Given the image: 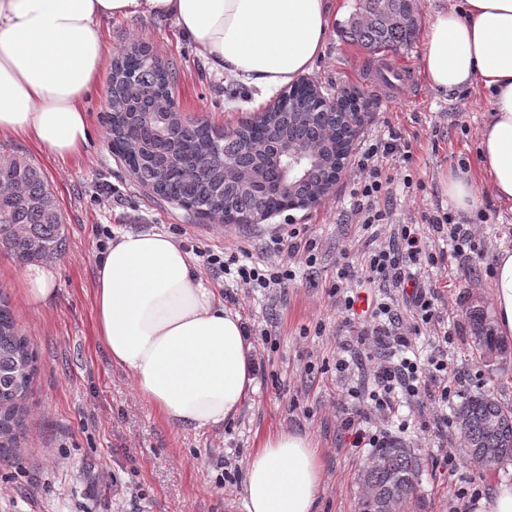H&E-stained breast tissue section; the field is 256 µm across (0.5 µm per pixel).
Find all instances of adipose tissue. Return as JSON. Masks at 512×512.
Instances as JSON below:
<instances>
[{"label":"adipose tissue","instance_id":"adipose-tissue-1","mask_svg":"<svg viewBox=\"0 0 512 512\" xmlns=\"http://www.w3.org/2000/svg\"><path fill=\"white\" fill-rule=\"evenodd\" d=\"M332 14L331 0H0V139L32 141L51 158L83 152L91 136L83 103L110 57L103 20H173L212 72L262 99L313 68ZM422 72L438 93L488 91L481 170L493 196L512 205V0H462L434 13ZM20 278L32 306L56 293L51 266L25 267ZM93 304L112 363L167 424L218 427L254 391L241 316L171 235L118 233L97 263ZM492 304L497 334L512 338V250L496 258ZM245 472L247 512H315L323 469L310 438L270 436Z\"/></svg>","mask_w":512,"mask_h":512}]
</instances>
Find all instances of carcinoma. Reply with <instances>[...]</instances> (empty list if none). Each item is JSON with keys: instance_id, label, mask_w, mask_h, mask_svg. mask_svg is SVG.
I'll use <instances>...</instances> for the list:
<instances>
[{"instance_id": "1", "label": "carcinoma", "mask_w": 512, "mask_h": 512, "mask_svg": "<svg viewBox=\"0 0 512 512\" xmlns=\"http://www.w3.org/2000/svg\"><path fill=\"white\" fill-rule=\"evenodd\" d=\"M417 32L408 0H358L355 17L345 31L352 43L370 51L398 52ZM176 69L160 70L139 48L116 61L107 89V124L111 141L128 170L153 193L197 213L216 207L244 215L261 206L282 209L273 197L256 198L224 179V160L254 167L264 182L275 181L281 144L297 140L309 146L315 162L308 177L295 185L292 198L307 197L327 181L336 164L347 159L351 133L337 110L320 103L312 89L296 85L260 124L247 122L236 135H226L207 123L184 118L180 126L164 121L162 94L172 90ZM304 108L321 116L297 123L292 112ZM0 184L20 192L0 193V249L24 263L49 261L66 250L67 239L55 195L46 187L41 169L23 155H0ZM471 339L480 357L508 348L479 307L467 312ZM37 373L28 337L19 330L8 301L0 296V460L19 457L26 430V400ZM465 428L464 447L470 458L484 463L483 449L499 448L497 463L512 461V408L488 394L472 395L455 411ZM388 456V469L373 467L362 482L373 499L361 498L359 512H406L416 491L420 463L410 449L392 442L377 450Z\"/></svg>"}]
</instances>
